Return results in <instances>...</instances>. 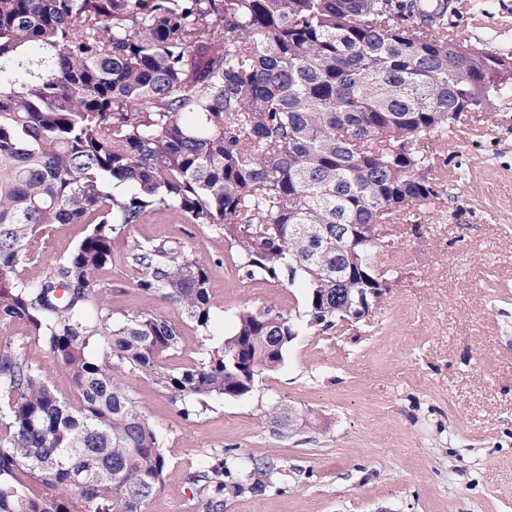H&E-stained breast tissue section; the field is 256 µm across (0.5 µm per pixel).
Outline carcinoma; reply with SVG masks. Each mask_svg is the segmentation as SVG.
I'll return each mask as SVG.
<instances>
[{"mask_svg":"<svg viewBox=\"0 0 512 512\" xmlns=\"http://www.w3.org/2000/svg\"><path fill=\"white\" fill-rule=\"evenodd\" d=\"M507 63L459 38L448 0H0V324L24 325L75 396L0 342V512H144L162 487L126 374L183 336L155 313L112 322L98 272L126 227L178 213L224 236L239 278L304 290L303 310L243 309L200 362L155 371L189 420L251 392L239 370L343 328L368 288L378 313L397 275L379 225L439 198L417 176L430 146L512 95ZM50 224L88 231L29 280L27 242ZM129 259L140 291L210 335L205 265L167 240ZM279 473L215 452L187 481L197 512H224Z\"/></svg>","mask_w":512,"mask_h":512,"instance_id":"obj_1","label":"carcinoma"}]
</instances>
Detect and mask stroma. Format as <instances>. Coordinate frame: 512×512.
Masks as SVG:
<instances>
[{
  "mask_svg": "<svg viewBox=\"0 0 512 512\" xmlns=\"http://www.w3.org/2000/svg\"><path fill=\"white\" fill-rule=\"evenodd\" d=\"M470 3L458 0L460 38L512 51V0H487L480 14ZM442 153L456 168L430 172L437 203L394 225L389 244L408 263L371 327L297 337L249 394L210 398L189 421L153 368L129 373L168 460L145 512H195L185 474L217 450L243 464L271 457L284 470L263 495L225 498L224 512H512V104L463 113ZM86 231L43 229L28 243L35 261L25 277H43ZM154 240L180 242L208 267L210 335H197L176 305L137 290L128 252ZM98 277L113 321L146 312L179 323L180 350L158 361L167 368L202 359L239 309L303 305L300 289L240 281L224 263L223 237L178 214L126 228ZM1 339L71 398L64 369L22 325L0 326ZM280 404L314 410L327 426L279 437L271 414Z\"/></svg>",
  "mask_w": 512,
  "mask_h": 512,
  "instance_id": "1",
  "label": "stroma"
}]
</instances>
